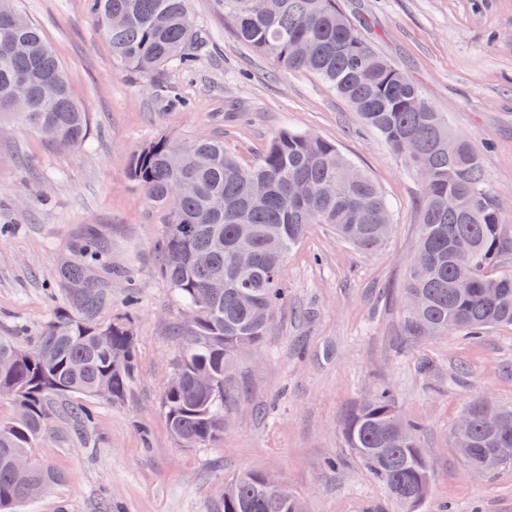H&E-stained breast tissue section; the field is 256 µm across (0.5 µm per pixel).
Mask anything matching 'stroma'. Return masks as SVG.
Returning <instances> with one entry per match:
<instances>
[{
  "label": "stroma",
  "instance_id": "stroma-1",
  "mask_svg": "<svg viewBox=\"0 0 512 512\" xmlns=\"http://www.w3.org/2000/svg\"><path fill=\"white\" fill-rule=\"evenodd\" d=\"M340 4L470 143L491 194L512 211V0ZM19 6L54 47L91 131L77 149L14 123L0 134V337L37 338L61 304L58 267L92 231L112 244L101 319L132 322L139 361L123 401L78 396L91 424L53 417L32 455L65 480L18 512H217L225 482L252 469L287 482L307 512H397L342 435L348 413L381 387L421 424L433 466L423 512H512V463L489 477L471 473L451 437L472 400L512 407V326L480 338L406 335L402 287L422 187L351 104L318 76L279 69L239 42L216 0L188 2L207 41L193 69L153 76L113 64L89 0ZM284 128L323 137L367 172L389 204L392 231L362 251L311 227L283 265L287 303L262 346L238 361L240 399L223 436L183 448L161 407L183 308L159 274L163 217L131 181V157L162 133L210 135L247 163Z\"/></svg>",
  "mask_w": 512,
  "mask_h": 512
}]
</instances>
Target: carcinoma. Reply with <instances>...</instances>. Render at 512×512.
I'll use <instances>...</instances> for the list:
<instances>
[{
    "mask_svg": "<svg viewBox=\"0 0 512 512\" xmlns=\"http://www.w3.org/2000/svg\"><path fill=\"white\" fill-rule=\"evenodd\" d=\"M188 0H92L91 10L112 46V63L143 75L166 66H193L188 53L196 40ZM224 21L254 52L288 71L319 76L348 100L367 126L422 182L416 252L421 263L407 268L405 331L410 336L460 332L482 336L512 326V271L499 267L512 253V214L488 190L486 170L470 144L448 126L417 83L381 55L337 0H272L260 13L253 0H222ZM28 78L32 105L15 110L14 80ZM55 84L52 98L39 94ZM0 119H13L52 145L78 148L89 137V115L71 96L64 67L43 30L18 7L0 0ZM130 179L165 215L154 248L159 272L173 297L199 312L189 329L178 325L182 342L161 406L173 439L206 446L224 434L239 390H221L224 365H237L239 350L263 344L275 314L286 301L281 280L284 259L314 224L343 241L372 250L389 236L390 209L368 173L335 144L310 133L282 131L252 163L244 164L209 136L175 141L161 134L132 156ZM183 187L179 209L166 205L171 185ZM472 245L468 260L455 243ZM249 250L253 267H234ZM112 244L91 237L60 266L57 283L63 306L43 328L35 347L44 357L30 361L28 348L0 339V392L14 411L0 419V512H15L30 500L29 487L64 482L54 468L35 463L20 475L11 458L29 453L58 411L92 422L89 410L66 402L70 394L124 400L138 362L130 326L103 323L110 299L107 275ZM224 279V294L210 285ZM122 351L121 370L112 352ZM490 426L471 417L473 467L487 455H501L488 474L512 462V409ZM419 425L398 409L382 388L346 417L343 437L363 469L379 482L401 512H421L428 498L432 466L419 445ZM220 512H306L303 498L285 489L266 491L261 471L240 473L224 485Z\"/></svg>",
    "mask_w": 512,
    "mask_h": 512,
    "instance_id": "carcinoma-1",
    "label": "carcinoma"
}]
</instances>
